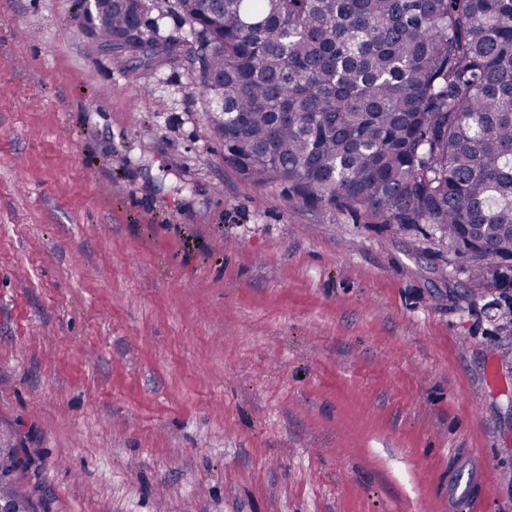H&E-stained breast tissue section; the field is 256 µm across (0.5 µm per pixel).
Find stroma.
Returning a JSON list of instances; mask_svg holds the SVG:
<instances>
[{
  "label": "stroma",
  "instance_id": "stroma-1",
  "mask_svg": "<svg viewBox=\"0 0 512 512\" xmlns=\"http://www.w3.org/2000/svg\"><path fill=\"white\" fill-rule=\"evenodd\" d=\"M0 0V423L52 512H512V291L224 157L189 63Z\"/></svg>",
  "mask_w": 512,
  "mask_h": 512
}]
</instances>
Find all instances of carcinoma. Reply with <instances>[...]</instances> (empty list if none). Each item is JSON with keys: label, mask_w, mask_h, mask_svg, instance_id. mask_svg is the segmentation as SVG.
<instances>
[{"label": "carcinoma", "mask_w": 512, "mask_h": 512, "mask_svg": "<svg viewBox=\"0 0 512 512\" xmlns=\"http://www.w3.org/2000/svg\"><path fill=\"white\" fill-rule=\"evenodd\" d=\"M226 159L288 197L430 224L462 265L503 287L512 264V0H174ZM142 0H116L98 39L150 64ZM31 451L0 428V497L40 512Z\"/></svg>", "instance_id": "cac0c4a2"}]
</instances>
